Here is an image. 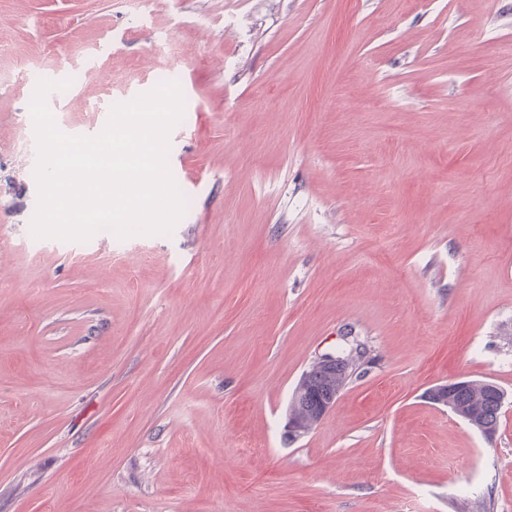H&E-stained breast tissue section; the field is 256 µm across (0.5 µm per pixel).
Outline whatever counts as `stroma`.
<instances>
[{
    "instance_id": "35a3bbf8",
    "label": "stroma",
    "mask_w": 512,
    "mask_h": 512,
    "mask_svg": "<svg viewBox=\"0 0 512 512\" xmlns=\"http://www.w3.org/2000/svg\"><path fill=\"white\" fill-rule=\"evenodd\" d=\"M161 68L172 234L34 239L37 81L86 135ZM461 377L512 394V0H0V512H512ZM346 340L352 338V348L347 355H336L333 353H325L317 357L311 365L305 370L299 381L298 389L306 388L309 384L310 376L315 369L334 370L341 369L346 377L344 384L336 386L341 380L339 371L327 373L326 371H315L312 378L310 389L305 391H297L291 398L288 414L300 416H288L285 424V435L291 442L298 441L308 435L314 426L320 422L334 407L336 398L344 388L347 380L351 378L364 365L367 349L364 343L360 342L354 336H344ZM331 388L336 390L333 394H327L317 399L314 416L308 415L311 411L312 392L327 393ZM308 415V416H305Z\"/></svg>"
}]
</instances>
